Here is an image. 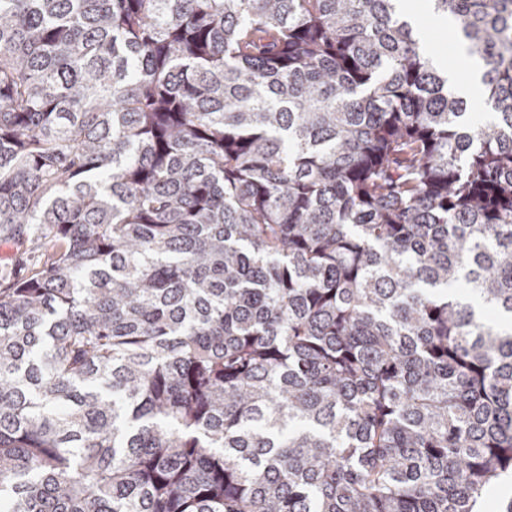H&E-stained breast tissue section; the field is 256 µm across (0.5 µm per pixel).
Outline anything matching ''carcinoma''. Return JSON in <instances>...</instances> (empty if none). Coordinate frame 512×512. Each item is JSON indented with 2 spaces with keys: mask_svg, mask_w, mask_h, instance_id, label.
<instances>
[{
  "mask_svg": "<svg viewBox=\"0 0 512 512\" xmlns=\"http://www.w3.org/2000/svg\"><path fill=\"white\" fill-rule=\"evenodd\" d=\"M0 0V512H477L512 473V0ZM420 31L428 33L433 48L438 51L435 57L441 62L442 60L450 65L460 66L461 62L453 54L451 48L455 43V34L448 29L453 28L451 22L448 21V29L435 24L432 13H420L416 16ZM456 52L464 58L465 64L456 69L448 70L446 67L439 65L443 71H448V78L454 84L456 92L463 98L471 96L481 83V67L478 63L465 57L463 48L459 43H455ZM25 248L12 240L0 238V274L2 271H12L21 276L30 271L33 256L26 254Z\"/></svg>",
  "mask_w": 512,
  "mask_h": 512,
  "instance_id": "obj_1",
  "label": "carcinoma"
}]
</instances>
